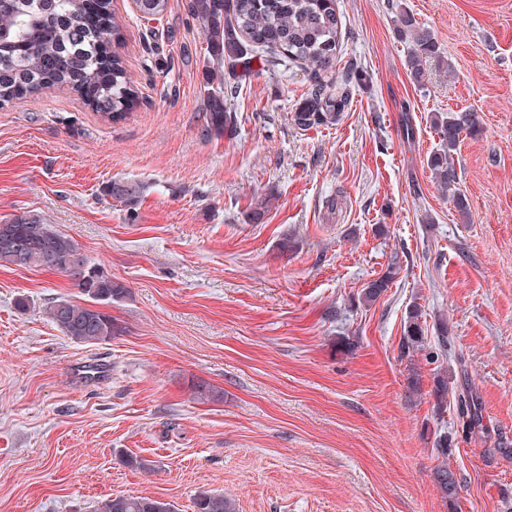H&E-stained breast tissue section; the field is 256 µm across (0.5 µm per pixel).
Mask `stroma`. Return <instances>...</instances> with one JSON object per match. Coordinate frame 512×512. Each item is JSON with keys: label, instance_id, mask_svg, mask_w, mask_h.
I'll return each mask as SVG.
<instances>
[{"label": "stroma", "instance_id": "1", "mask_svg": "<svg viewBox=\"0 0 512 512\" xmlns=\"http://www.w3.org/2000/svg\"><path fill=\"white\" fill-rule=\"evenodd\" d=\"M337 3L331 67L255 58L219 138L201 135L208 53L189 0L158 21L112 0L136 92L122 117L51 88L0 107V222L46 215L129 290L120 335L78 343L44 313L82 302L72 279L0 265V512H93L117 494L194 512L202 490L237 512H512V0ZM402 6L442 51L421 87ZM322 79L349 81V105L299 127ZM460 110L478 118L454 155L465 217L427 166L435 113ZM115 179L144 184L136 208L105 195ZM415 306L426 339L404 355ZM442 322L464 363L435 358ZM441 379L472 392L481 428L439 403Z\"/></svg>", "mask_w": 512, "mask_h": 512}]
</instances>
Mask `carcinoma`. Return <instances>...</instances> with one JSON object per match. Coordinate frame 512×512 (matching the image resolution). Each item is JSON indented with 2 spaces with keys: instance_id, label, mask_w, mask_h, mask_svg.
<instances>
[{
  "instance_id": "obj_1",
  "label": "carcinoma",
  "mask_w": 512,
  "mask_h": 512,
  "mask_svg": "<svg viewBox=\"0 0 512 512\" xmlns=\"http://www.w3.org/2000/svg\"><path fill=\"white\" fill-rule=\"evenodd\" d=\"M140 17H163L168 0H136ZM190 11L209 49L210 71L207 120L203 136L222 137L234 126V116L224 104V78L239 79L251 72L261 52H271L292 63L324 70L331 66L339 47L342 18L336 0H190ZM400 35L410 42L405 59L409 77L424 84L425 65L442 59L433 33L417 24L405 10L398 17ZM122 33L112 12V0H0V103L31 97L44 88L76 93L95 112L114 118L130 110L136 92L119 56ZM350 89L320 82L301 109L294 113L297 125L334 123L349 104ZM434 124L440 149L428 159V167L441 191L461 215L469 213L454 151L462 134L477 130L475 114L467 111L440 113ZM108 195L134 208L144 186L133 180L115 179L106 186ZM82 251L71 237L58 232L37 213L10 220L0 245V264L15 268H40L68 275L75 254ZM396 264L371 282L365 299H376L394 278ZM129 289L103 276L81 294L87 303L60 297L45 310L49 320L70 339L95 344L122 332L106 307L124 299ZM425 329L418 308L409 311L402 346L417 348ZM460 415L469 427L481 425V412L469 398L458 395ZM440 489L447 497L457 494L448 467L436 471ZM94 512H174L168 502L150 497L115 495L97 502ZM194 512H236L233 500L221 492L200 491Z\"/></svg>"
}]
</instances>
